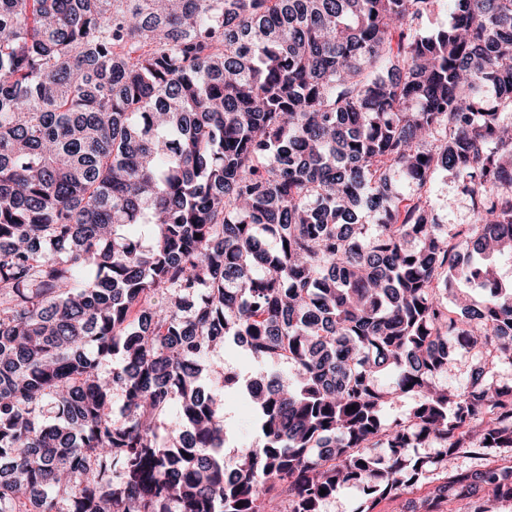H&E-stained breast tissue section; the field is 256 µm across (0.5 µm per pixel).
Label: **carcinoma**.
Here are the masks:
<instances>
[{"label":"carcinoma","instance_id":"cac0c4a2","mask_svg":"<svg viewBox=\"0 0 512 512\" xmlns=\"http://www.w3.org/2000/svg\"><path fill=\"white\" fill-rule=\"evenodd\" d=\"M441 2L0 0V512L512 500L482 462L512 448V0L421 35ZM448 171L471 224L439 220ZM232 346L295 384L211 388ZM241 385L262 439L230 465ZM452 359L455 364L456 373L455 376L449 380V383L454 387H460L469 380V372L473 364L476 363V360L471 354L460 349L453 351ZM430 485L419 486L412 492L404 494L401 498L396 500L384 499L378 503L373 512H405L406 501L408 499L423 498L429 492ZM359 495V491L353 488L342 490L336 497L324 502L322 512H350L355 507Z\"/></svg>","mask_w":512,"mask_h":512}]
</instances>
